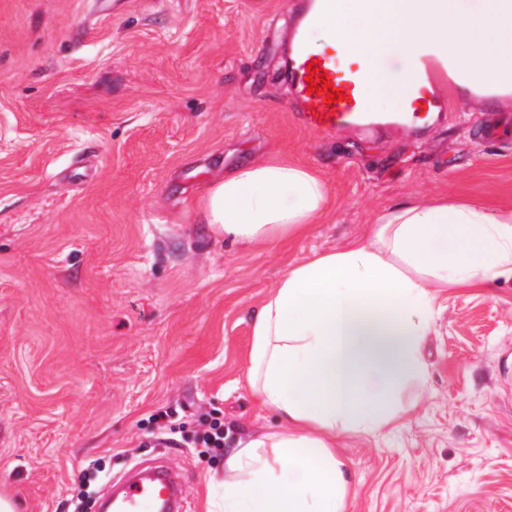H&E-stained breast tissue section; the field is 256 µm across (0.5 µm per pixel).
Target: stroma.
<instances>
[{"instance_id": "obj_1", "label": "stroma", "mask_w": 512, "mask_h": 512, "mask_svg": "<svg viewBox=\"0 0 512 512\" xmlns=\"http://www.w3.org/2000/svg\"><path fill=\"white\" fill-rule=\"evenodd\" d=\"M292 0H0V493L99 512L164 458L206 512L224 454L156 438L153 414L280 420L248 385L250 313L288 268L414 198L512 204V136L486 103L422 131L300 125L283 79ZM271 157L326 184L318 223L239 247L198 222L211 180ZM428 378L399 420L337 436L345 512H512V279L438 288Z\"/></svg>"}]
</instances>
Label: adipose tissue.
<instances>
[{
    "label": "adipose tissue",
    "mask_w": 512,
    "mask_h": 512,
    "mask_svg": "<svg viewBox=\"0 0 512 512\" xmlns=\"http://www.w3.org/2000/svg\"><path fill=\"white\" fill-rule=\"evenodd\" d=\"M325 183L271 158L211 182L197 208L238 246L272 241L326 213ZM512 278V205L409 201L369 235L298 262L251 313L248 378L280 418L224 453L207 512H344L351 474L339 433L378 434L396 420L404 383L424 385L434 289Z\"/></svg>",
    "instance_id": "obj_1"
}]
</instances>
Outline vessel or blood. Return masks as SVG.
I'll return each instance as SVG.
<instances>
[{
  "instance_id": "obj_1",
  "label": "vessel or blood",
  "mask_w": 512,
  "mask_h": 512,
  "mask_svg": "<svg viewBox=\"0 0 512 512\" xmlns=\"http://www.w3.org/2000/svg\"><path fill=\"white\" fill-rule=\"evenodd\" d=\"M328 2L306 0L288 40L287 78L292 100L298 107L296 117L304 128L317 135H327L350 126L369 128L383 123L417 126L430 114L447 111L448 70L438 58L440 49L431 42L420 41L414 44L410 55V63L419 77L404 88L401 114L375 113L364 93L373 69L363 62L338 67L335 55L325 50L315 52L310 47L311 29L323 17ZM313 62L319 63L322 74L328 75L333 87L343 89L345 100L329 106L321 96L308 92L305 78ZM180 495L177 476L160 466L132 475L114 491L107 504L118 512H177Z\"/></svg>"
}]
</instances>
